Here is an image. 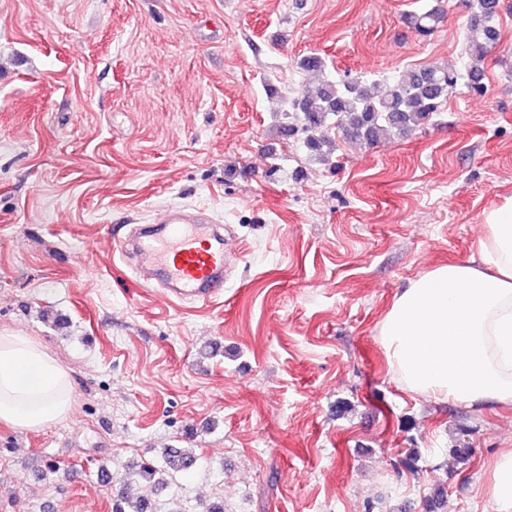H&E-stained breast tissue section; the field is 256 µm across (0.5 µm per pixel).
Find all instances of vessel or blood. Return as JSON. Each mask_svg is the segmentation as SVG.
Returning a JSON list of instances; mask_svg holds the SVG:
<instances>
[{
	"instance_id": "obj_1",
	"label": "vessel or blood",
	"mask_w": 512,
	"mask_h": 512,
	"mask_svg": "<svg viewBox=\"0 0 512 512\" xmlns=\"http://www.w3.org/2000/svg\"><path fill=\"white\" fill-rule=\"evenodd\" d=\"M122 263L140 258L139 277L164 282L170 301L206 303L223 294L228 276L224 228L209 214L171 208L134 235L114 241Z\"/></svg>"
}]
</instances>
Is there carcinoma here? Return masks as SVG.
<instances>
[{
	"label": "carcinoma",
	"mask_w": 512,
	"mask_h": 512,
	"mask_svg": "<svg viewBox=\"0 0 512 512\" xmlns=\"http://www.w3.org/2000/svg\"><path fill=\"white\" fill-rule=\"evenodd\" d=\"M500 6V0H471L465 38L466 72L448 66L419 68L369 87L360 76L325 79L314 91H304L298 104L300 116L282 127V135L302 134L307 143L318 147L330 142L328 120L334 116L336 127L347 136L373 143L405 135L427 123L446 105L463 78L472 90L484 91L482 62L499 39L496 19ZM442 19L438 8L410 12L404 17L407 26L420 36L432 34ZM188 459L197 460L191 448H164L160 461H142L129 476L167 488L175 476L188 472ZM112 512H149V503L144 498L121 496L112 502Z\"/></svg>",
	"instance_id": "obj_1"
}]
</instances>
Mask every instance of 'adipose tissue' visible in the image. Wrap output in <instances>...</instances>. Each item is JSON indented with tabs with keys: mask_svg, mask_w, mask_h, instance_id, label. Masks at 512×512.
Instances as JSON below:
<instances>
[{
	"mask_svg": "<svg viewBox=\"0 0 512 512\" xmlns=\"http://www.w3.org/2000/svg\"><path fill=\"white\" fill-rule=\"evenodd\" d=\"M479 262L449 263L411 280L380 336L409 393L471 406L512 404V197L484 215ZM68 372L32 337L0 334V423L40 430L65 419Z\"/></svg>",
	"mask_w": 512,
	"mask_h": 512,
	"instance_id": "adipose-tissue-1",
	"label": "adipose tissue"
}]
</instances>
